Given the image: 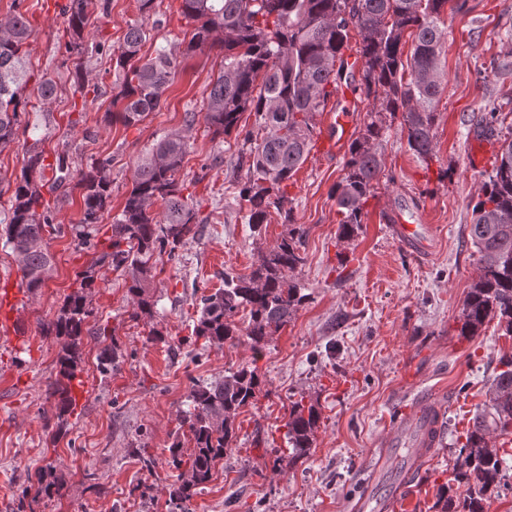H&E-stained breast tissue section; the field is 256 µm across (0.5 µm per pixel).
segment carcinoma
<instances>
[{
	"label": "carcinoma",
	"mask_w": 512,
	"mask_h": 512,
	"mask_svg": "<svg viewBox=\"0 0 512 512\" xmlns=\"http://www.w3.org/2000/svg\"><path fill=\"white\" fill-rule=\"evenodd\" d=\"M447 0H181L184 17L194 22L183 54L204 47L220 46L224 65L200 111L213 137L239 129L243 113L255 117L264 131L244 135L248 148L241 151L235 167L246 168L239 199L246 203L247 223L261 231L270 210L290 222L288 231L263 256L249 274L224 276V287L201 298L200 315L194 334L209 345H221L246 338L259 352L272 336L295 317L307 295L293 274L305 263L301 253L305 230L292 223V199L288 182L307 159L313 137L312 117L325 107L332 94L330 86L346 74L343 48L349 29H358L362 43V92L373 99L363 126L348 147L345 173L336 184L337 238L349 241L361 228L364 206L374 196L384 176L379 141L388 120L402 114L409 148L424 163L434 158V103L442 93L441 46L445 37L442 11ZM92 0H69L67 47L82 52L89 26ZM412 38L410 56L403 57V38ZM31 30L26 17L15 12L0 19V150L15 141L19 107L25 103L28 83L27 45ZM149 33L131 24L118 47L116 67L119 91L112 97L115 110L106 113L109 122L135 126L163 105V95L178 67L177 57L164 49L143 58ZM56 93L52 77L43 74L37 86L38 98L49 103ZM196 112L185 116V129L160 138L137 162L131 187L121 212L112 219L108 249L78 274L79 289L64 299L56 318L43 331L61 339L57 379L51 395L58 397L57 422L45 423L52 436L60 432L63 417L73 405L71 383L80 371V346L87 319L93 314L90 297L96 288L95 268L105 265L126 276L132 307L130 318L137 321L152 313L157 303L152 293L156 264L162 258L173 261L178 249L195 238L202 220L189 197L183 195L185 181L178 178L189 146V132ZM51 168L60 175L50 185L44 172ZM71 182L83 200V217L71 226L80 244H90L89 227L99 223L110 210L112 198L111 161L96 160L71 174L66 159L46 162L38 144L30 146L9 200L6 224L0 232L13 251L19 253V267L27 292L44 284L52 268L48 245L34 242L45 233L60 231L42 189L57 191ZM160 211H153L155 205ZM470 237L479 262L478 278L470 286L461 315L460 335L478 336L485 322L498 319L506 334L512 335V139L504 140L492 174L481 186L473 207ZM245 312L247 324L236 317ZM504 370L493 379L488 393V412L474 418L462 445L453 481H464L469 494L461 501L444 499L442 512H485L495 493L503 458L491 445L493 434H512V357L501 361ZM117 342L98 357V370L109 375L119 369ZM262 392L256 368L239 366L224 378L199 386L191 393L193 410L181 423L192 436L194 447L184 455L180 444L170 448L171 464L179 470L169 489L170 501L179 512H189L196 488L211 477L214 462L222 457L236 438L235 419L242 408L254 404ZM320 420L315 405L292 403L289 410L288 444L292 457L299 458L312 448ZM44 474L25 487L18 497L16 512L26 510V499L50 489Z\"/></svg>",
	"instance_id": "cac0c4a2"
}]
</instances>
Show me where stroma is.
<instances>
[{"instance_id":"1","label":"stroma","mask_w":512,"mask_h":512,"mask_svg":"<svg viewBox=\"0 0 512 512\" xmlns=\"http://www.w3.org/2000/svg\"><path fill=\"white\" fill-rule=\"evenodd\" d=\"M67 2L0 0V16L21 12L33 30L30 74L49 73L57 85L46 105L35 97L34 80L27 85L32 101L18 137L0 151V220L25 147L35 139L48 158L64 156L73 171L111 158V206L120 212L139 157L184 128L186 112L199 109L223 65L217 47L183 56L192 25L179 11L180 0H162L149 16L140 14L137 0H93L85 49L68 52ZM442 19L445 81L435 104V157L427 164L416 157L401 118L392 119L379 147L385 176L366 203L357 236L343 242L336 237L333 190L348 147L310 151L288 187L292 222L306 231L305 263L296 278L307 299L258 354L244 340L202 346L193 336L196 311L202 295L223 287L225 274L250 273L292 222L274 212L261 234L251 232L237 207L230 167L243 141L234 133L212 138L204 120L196 121L181 177L192 183L209 221L178 260L158 263L153 317L131 320L123 273L101 268L88 324L107 333L83 336L82 384L56 438L45 421L56 413L47 389L57 377L60 343L43 335L42 325L77 289L93 253L71 231L83 213L80 194L45 193L62 226L49 241L52 270L19 306L14 340L0 339V512H14L18 495L40 471L62 490L41 497L34 512H169L168 489L178 475L169 449L177 441L187 451L193 446L181 425L193 384H209L246 363L258 368L265 393L241 409L232 448L215 461L190 512H351L368 480L376 498L398 495L395 512H439L445 486L453 496L463 494V486L448 484L454 464L500 359L512 356V336L497 320L486 322L480 335L459 334L465 296L478 274L472 209L493 170L489 163L471 166L470 152L482 140L498 150L500 140L512 136V114L492 135L479 127L487 112L512 98V0H449ZM135 22L152 35L145 53L165 48L181 61L164 107L127 127L104 116L117 92L114 53ZM79 73L91 87L84 96L74 91ZM398 215L428 225L429 253L414 255L392 236L388 224ZM154 327L163 339L149 338ZM112 344L121 368L104 376L97 357ZM298 400L315 404L321 418L309 454L295 460L285 424ZM420 400L440 408L434 451L412 472V446L390 449L372 473L388 428ZM145 457L151 467H143Z\"/></svg>"}]
</instances>
